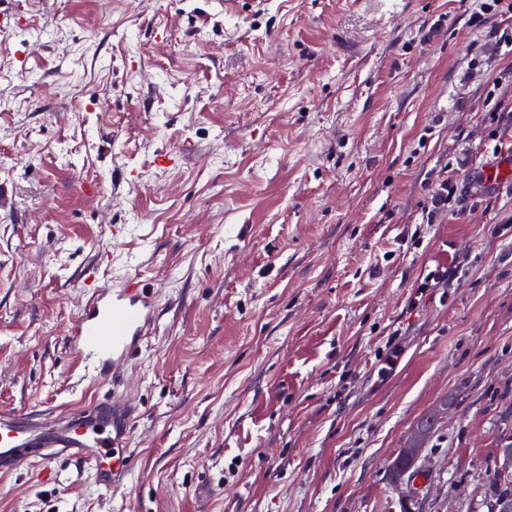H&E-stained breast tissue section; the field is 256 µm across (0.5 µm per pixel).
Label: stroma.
I'll list each match as a JSON object with an SVG mask.
<instances>
[{
	"label": "stroma",
	"mask_w": 512,
	"mask_h": 512,
	"mask_svg": "<svg viewBox=\"0 0 512 512\" xmlns=\"http://www.w3.org/2000/svg\"><path fill=\"white\" fill-rule=\"evenodd\" d=\"M403 2L0 0V408L140 410L127 489L29 464L0 512H487L512 436V13ZM108 255L99 282L136 270L160 311L116 388L63 339ZM442 406L402 500L387 464Z\"/></svg>",
	"instance_id": "1"
}]
</instances>
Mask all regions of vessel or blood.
<instances>
[{
    "label": "vessel or blood",
    "instance_id": "vessel-or-blood-1",
    "mask_svg": "<svg viewBox=\"0 0 512 512\" xmlns=\"http://www.w3.org/2000/svg\"><path fill=\"white\" fill-rule=\"evenodd\" d=\"M155 321L154 291L128 273L96 287L64 342L79 355L84 377L105 381L130 363ZM135 419L133 404L117 396L63 415L24 408L0 411V473L65 458L87 467L99 488L115 490L136 465L130 448Z\"/></svg>",
    "mask_w": 512,
    "mask_h": 512
}]
</instances>
